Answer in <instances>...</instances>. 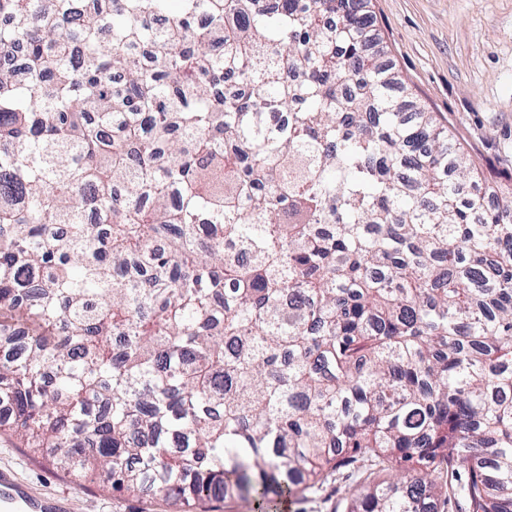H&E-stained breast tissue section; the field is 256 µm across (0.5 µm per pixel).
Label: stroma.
Returning a JSON list of instances; mask_svg holds the SVG:
<instances>
[{
  "label": "stroma",
  "instance_id": "1",
  "mask_svg": "<svg viewBox=\"0 0 512 512\" xmlns=\"http://www.w3.org/2000/svg\"><path fill=\"white\" fill-rule=\"evenodd\" d=\"M372 35L386 52L391 75L448 127L483 171L461 198L500 199L512 188V0H368ZM44 496L68 499L72 512H176L151 493L132 494L75 481L31 449L0 435V469ZM394 470L366 465L295 489L267 512H345L346 491L365 478L392 479Z\"/></svg>",
  "mask_w": 512,
  "mask_h": 512
}]
</instances>
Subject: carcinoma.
<instances>
[{"mask_svg":"<svg viewBox=\"0 0 512 512\" xmlns=\"http://www.w3.org/2000/svg\"><path fill=\"white\" fill-rule=\"evenodd\" d=\"M0 18L1 435L183 512L376 461L345 512H512L509 206L360 0Z\"/></svg>","mask_w":512,"mask_h":512,"instance_id":"1","label":"carcinoma"}]
</instances>
